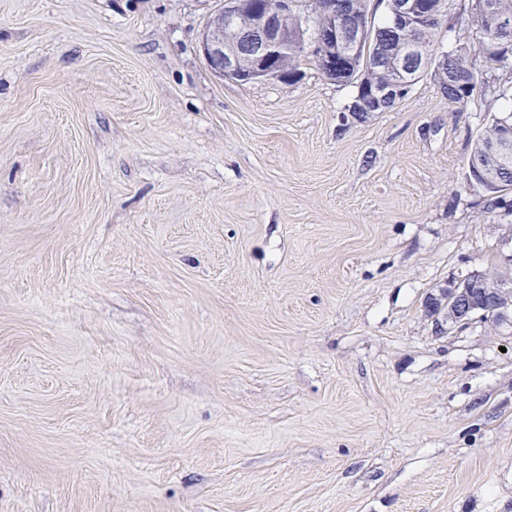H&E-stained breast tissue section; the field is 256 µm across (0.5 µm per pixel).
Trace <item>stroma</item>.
<instances>
[{"mask_svg":"<svg viewBox=\"0 0 512 512\" xmlns=\"http://www.w3.org/2000/svg\"><path fill=\"white\" fill-rule=\"evenodd\" d=\"M222 0H0V512H512L495 98L215 75ZM499 112H502L498 116H495L490 124H487L486 129L484 131V134H478L476 137V140L474 142V146L472 148V152L469 158L470 159L473 155L474 158H478L482 152L484 151L485 147L492 143L494 140H496L499 135L502 133L501 124L503 122H506L508 124L512 123V106L503 109ZM468 183L477 188H481L484 193V201L486 209L494 211L496 209H510L512 211V199L507 200L509 193L512 195V158L510 164L506 167H499L496 169V176L490 185L471 181L468 178ZM479 188V189H480ZM485 197H487L485 199ZM505 274L489 281L481 271H470L442 290L448 293V323L466 328L475 320L492 315L495 324L512 323V255L502 265Z\"/></svg>","mask_w":512,"mask_h":512,"instance_id":"obj_1","label":"stroma"}]
</instances>
